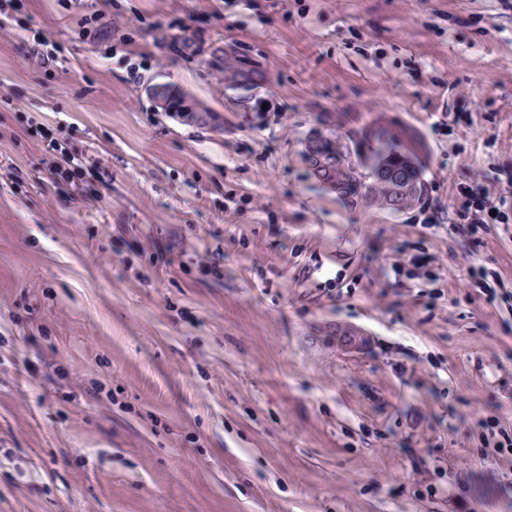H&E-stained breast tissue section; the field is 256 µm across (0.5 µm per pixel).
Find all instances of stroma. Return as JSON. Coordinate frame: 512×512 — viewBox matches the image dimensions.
Returning a JSON list of instances; mask_svg holds the SVG:
<instances>
[{
    "mask_svg": "<svg viewBox=\"0 0 512 512\" xmlns=\"http://www.w3.org/2000/svg\"><path fill=\"white\" fill-rule=\"evenodd\" d=\"M23 4L0 14V512H512V223L452 222L458 178L512 190V0ZM98 13L128 41H84ZM157 82L215 123L156 112ZM456 103L471 124L434 129ZM378 128L418 172L400 211L305 161L320 132L362 165Z\"/></svg>",
    "mask_w": 512,
    "mask_h": 512,
    "instance_id": "1",
    "label": "stroma"
}]
</instances>
